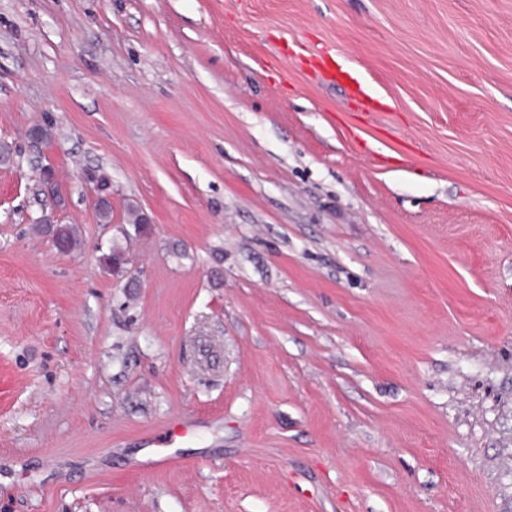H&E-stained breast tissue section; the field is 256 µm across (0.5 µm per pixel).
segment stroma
I'll list each match as a JSON object with an SVG mask.
<instances>
[{
  "label": "stroma",
  "instance_id": "35a3bbf8",
  "mask_svg": "<svg viewBox=\"0 0 512 512\" xmlns=\"http://www.w3.org/2000/svg\"><path fill=\"white\" fill-rule=\"evenodd\" d=\"M1 144L0 512H512V0H0ZM314 69L333 83L343 85L351 101L361 111L381 112L385 106L381 97L376 95L365 79L351 66L344 64L336 55H320L316 58Z\"/></svg>",
  "mask_w": 512,
  "mask_h": 512
}]
</instances>
